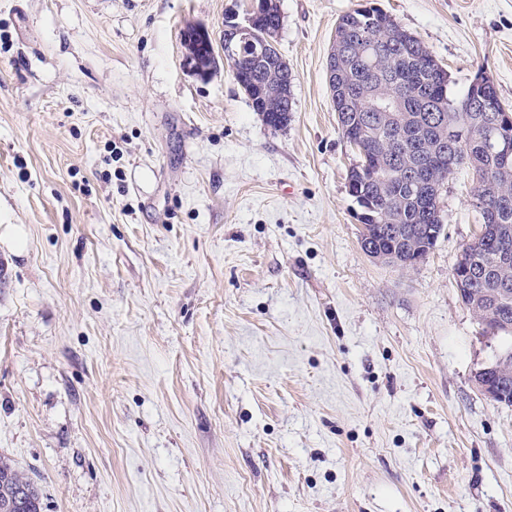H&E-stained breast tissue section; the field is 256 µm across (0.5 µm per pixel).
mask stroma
<instances>
[{
    "instance_id": "1",
    "label": "stroma",
    "mask_w": 512,
    "mask_h": 512,
    "mask_svg": "<svg viewBox=\"0 0 512 512\" xmlns=\"http://www.w3.org/2000/svg\"><path fill=\"white\" fill-rule=\"evenodd\" d=\"M250 4L0 0V226L25 234L0 243V459L43 512H512V406L452 277L472 172L424 260L367 256L326 73L369 4L512 113V0H280L276 130L222 59ZM187 59L191 67L201 77L213 74L217 70L218 59L214 54L213 41L207 28L188 27L182 34Z\"/></svg>"
}]
</instances>
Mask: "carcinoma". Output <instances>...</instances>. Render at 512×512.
<instances>
[{"mask_svg": "<svg viewBox=\"0 0 512 512\" xmlns=\"http://www.w3.org/2000/svg\"><path fill=\"white\" fill-rule=\"evenodd\" d=\"M265 2L250 40L224 59L253 110L262 114L267 126L278 129L288 124V113L293 111V76L277 48L280 2ZM386 18L371 6L341 15V44L347 52L331 69V99L343 137L383 161L378 173L356 165L348 172L350 196L362 209L365 223L377 230L373 239L360 240L361 248L389 264L414 266L443 232L439 196L444 181L455 170L469 166L472 158L487 168L497 179L500 205L496 219L483 222L477 237L463 247L471 274L456 288L478 320L482 336H487L490 324H499L495 339L501 341L502 350L491 379L499 393L495 402L512 406V178L501 173L506 166L512 168V153L491 151L482 142L468 140L461 129L448 130L455 117L464 114L477 125L478 133H492L512 143V114L491 83L471 84L461 95L453 94L448 72L415 36L399 26L382 33ZM182 38L189 64L202 77L213 74L218 59L208 29L189 27ZM350 91L395 96L401 107L397 120L354 104L342 111ZM442 96L446 99L443 112L436 105ZM434 153L443 155L442 172L425 205L415 174L426 169ZM501 254L509 256L508 263H500ZM0 512H42L38 488L6 461H0Z\"/></svg>", "mask_w": 512, "mask_h": 512, "instance_id": "cac0c4a2", "label": "carcinoma"}]
</instances>
